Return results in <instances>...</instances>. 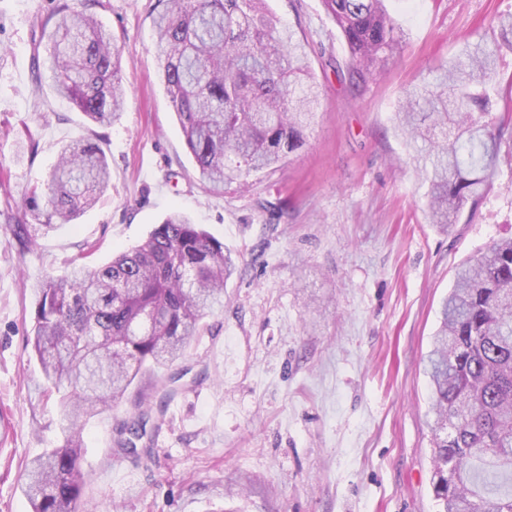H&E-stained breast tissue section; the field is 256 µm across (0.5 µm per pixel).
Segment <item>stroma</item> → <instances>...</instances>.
Instances as JSON below:
<instances>
[{"label": "stroma", "instance_id": "obj_1", "mask_svg": "<svg viewBox=\"0 0 512 512\" xmlns=\"http://www.w3.org/2000/svg\"><path fill=\"white\" fill-rule=\"evenodd\" d=\"M60 0H0V512H32L25 465L62 445L57 397L28 337V285L63 274L84 243L102 264L174 209L223 242L239 270L224 310L162 369L142 368L117 408L87 421L83 504L99 512H436L427 358L456 268L512 236V167L455 224L426 223L428 185L394 128L406 93L433 80L463 39L488 32L512 0H387L406 37L384 76L352 92L353 62L323 0H268L307 38L321 103L304 145L246 186L206 189L155 55V0H98L129 89L120 121L91 124L34 58L53 43L40 19ZM326 47L333 63L317 53ZM32 138L35 149L18 153ZM99 140L111 188L73 224L12 236L22 202L61 149ZM151 457L120 454L140 400Z\"/></svg>", "mask_w": 512, "mask_h": 512}]
</instances>
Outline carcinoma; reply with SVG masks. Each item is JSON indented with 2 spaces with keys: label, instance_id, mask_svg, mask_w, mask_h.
<instances>
[{
  "label": "carcinoma",
  "instance_id": "1",
  "mask_svg": "<svg viewBox=\"0 0 512 512\" xmlns=\"http://www.w3.org/2000/svg\"><path fill=\"white\" fill-rule=\"evenodd\" d=\"M361 80H375L401 47L403 30L386 0H323ZM161 80L200 177L214 191L252 172L274 170L303 144L318 104L305 44L281 25L268 0H157ZM46 70L57 93L98 125L121 118L126 88L112 34L86 11L61 4ZM499 33L463 44L433 82L413 89L396 129L424 161L425 219L442 228L487 195L512 121L493 123L501 102L496 58L512 50V15ZM110 183L101 147L77 141L60 152L50 179L30 188L26 211L44 226L69 223ZM94 246L72 270L31 287L32 346L58 395L63 445L26 465L33 512H79L87 419L123 401L141 367H166L224 308L235 271L224 243L179 211L139 246L102 266ZM433 497L438 512H512V238L495 241L458 269L443 301L428 356ZM146 411L120 429L118 451L135 459Z\"/></svg>",
  "mask_w": 512,
  "mask_h": 512
}]
</instances>
